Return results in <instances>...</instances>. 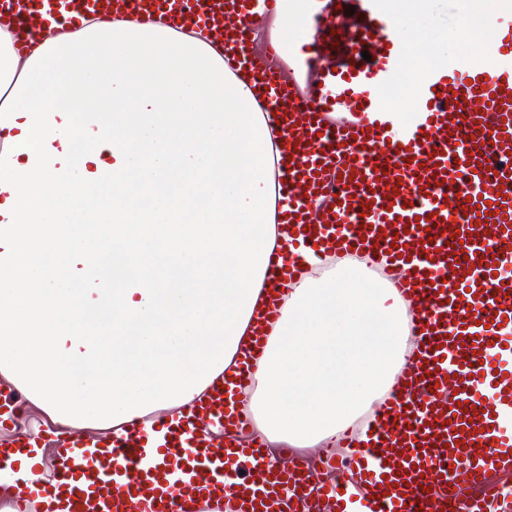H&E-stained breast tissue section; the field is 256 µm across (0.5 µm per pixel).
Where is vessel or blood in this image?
Instances as JSON below:
<instances>
[{"mask_svg": "<svg viewBox=\"0 0 512 512\" xmlns=\"http://www.w3.org/2000/svg\"><path fill=\"white\" fill-rule=\"evenodd\" d=\"M60 17L104 0H35ZM163 16L177 32L225 27L224 77L248 82L257 112L280 117L288 162V251L271 290L309 272L302 255L363 258L394 280L414 316L417 352L378 403L365 435H345L346 475L323 480L292 449L235 433L250 422L229 393L249 386L266 337L242 372L181 417L130 422L87 439L56 432L52 481H27L25 512H494L512 505V0L491 63L467 55L422 72L413 118L385 96L403 45L385 0H309L310 32L284 45L288 0H111ZM336 193L323 197L325 184ZM458 234L450 247L446 238ZM405 278H398V270ZM36 442L0 448V478Z\"/></svg>", "mask_w": 512, "mask_h": 512, "instance_id": "obj_1", "label": "vessel or blood"}]
</instances>
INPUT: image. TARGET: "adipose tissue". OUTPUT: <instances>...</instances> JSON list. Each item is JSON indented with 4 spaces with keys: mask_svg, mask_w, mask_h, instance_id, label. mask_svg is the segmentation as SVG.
<instances>
[{
    "mask_svg": "<svg viewBox=\"0 0 512 512\" xmlns=\"http://www.w3.org/2000/svg\"><path fill=\"white\" fill-rule=\"evenodd\" d=\"M19 50L0 29V377L61 419L181 413L238 369L286 237L271 114L224 79L204 28L49 20ZM247 404L259 434L335 446L408 371L411 313L343 263L280 295Z\"/></svg>",
    "mask_w": 512,
    "mask_h": 512,
    "instance_id": "1",
    "label": "adipose tissue"
}]
</instances>
